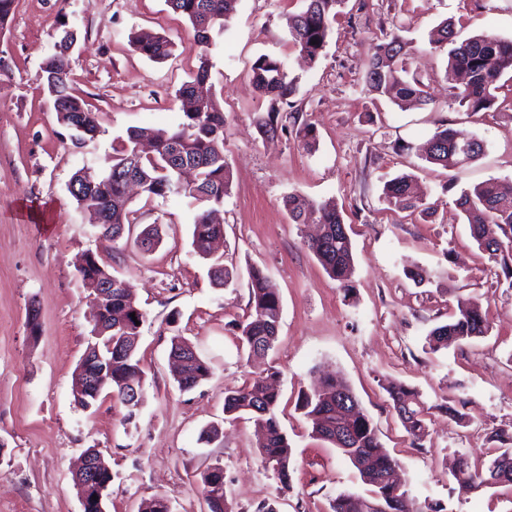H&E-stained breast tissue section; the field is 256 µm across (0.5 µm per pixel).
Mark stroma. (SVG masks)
Returning <instances> with one entry per match:
<instances>
[{
  "label": "stroma",
  "mask_w": 512,
  "mask_h": 512,
  "mask_svg": "<svg viewBox=\"0 0 512 512\" xmlns=\"http://www.w3.org/2000/svg\"><path fill=\"white\" fill-rule=\"evenodd\" d=\"M300 8L299 0H236L224 28L212 32V91L233 173L213 257L233 278L217 288L212 259L191 246L193 198L132 195L131 232L110 243L67 191L76 171L100 172L128 129L180 123L175 92L201 52L189 22L166 0H16L0 29L9 64L0 72V512H81L72 476L89 448L112 473L106 512H137L156 495L172 512H207L201 475L214 465L224 470L233 512H256L271 499L278 512H330L338 494L365 487L295 408L299 391L327 374L350 386L418 506L512 512V486L463 494L451 475L458 455L487 465L497 453L495 433H512V283L477 247L455 204L462 190L491 177L512 190V90L498 91L491 112L468 115L454 100L446 52L429 43L447 18L459 38L489 32L512 40V0H347L314 63L288 42L287 19ZM66 29L77 35L68 57L73 93L101 118L100 135L81 147L42 90V64ZM141 29L171 39L172 56L153 62L132 51L128 37ZM389 32L406 42L425 104L402 109L365 84L362 61ZM263 55L284 60L299 79L298 122L272 139L259 129L270 102L251 81ZM442 122L481 140L483 155L452 171L428 163L425 144ZM306 123L317 134L312 149L297 132ZM400 141L405 151H397ZM402 173L414 175L425 212L385 201L384 183ZM291 193L335 201L342 212L354 253L348 286L307 249L314 225L291 223L283 204ZM150 225L160 241L147 252L134 237ZM89 251L130 286L144 314L136 353L144 401L131 420L111 397L85 410L72 395L96 310L78 272ZM253 265L269 270L282 313L274 348L250 363L232 324L247 312ZM414 269L426 272L424 282L409 278ZM467 297L478 300L487 335L432 350L430 330ZM175 335L212 366L188 392L172 377ZM269 367L280 373L277 416L292 446L283 494L261 462L253 419L224 417L225 392ZM393 383L413 389L424 408L420 445L392 407ZM213 426L217 437L203 440Z\"/></svg>",
  "instance_id": "stroma-1"
}]
</instances>
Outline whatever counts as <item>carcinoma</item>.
<instances>
[{"instance_id":"1","label":"carcinoma","mask_w":512,"mask_h":512,"mask_svg":"<svg viewBox=\"0 0 512 512\" xmlns=\"http://www.w3.org/2000/svg\"><path fill=\"white\" fill-rule=\"evenodd\" d=\"M301 9L290 16L289 41L293 48L309 62H316L325 46L337 8L345 0H301ZM173 12L185 17L191 24L194 41L201 47L211 42L214 27H224L233 10L234 0H167ZM432 43L448 48V75L466 71L469 80L456 98L476 114L489 112L497 100L500 81L512 74V40L493 34H480L458 40L455 23L443 21L435 32ZM134 52L152 60L168 58L173 43L164 35L152 31H136L129 35ZM406 43L400 36L384 34L380 43L363 60L364 77L370 88L380 95L392 94L398 106L423 102L426 91L416 77L398 78L405 72ZM212 64L207 54L199 56V63L191 77L176 92L183 121L174 129L132 128L127 141L112 156L106 158L99 178L92 184L84 183L77 173L70 183V196L78 208L88 212L97 224L112 225V235L104 239L117 241L126 226L135 223L129 208L125 173L135 172L141 192L149 199L184 194L201 204L194 219L192 246L206 258L210 242L224 234V226L208 221V214L224 205L232 185V172L224 156V111L210 95L208 84ZM252 80L260 95L271 101L267 117L260 121L261 132L274 138L287 129L286 121L296 119L294 113L281 114L280 105L297 91L298 78L290 76L286 63L268 56L259 57L252 65ZM44 90L54 91L58 120L75 131V143L95 139L101 132L99 115L85 107L83 101L70 93L69 72L61 71L58 56L45 59L43 66ZM152 142L153 154L136 152L142 140ZM483 153L480 140L464 130L445 124L436 129L429 141L427 161L443 169L461 167ZM192 167L196 180L191 184L180 181L179 169ZM388 204L402 211L415 212L423 205L417 194L413 176L404 174L387 181L383 188ZM457 206L466 218L472 238L501 267L505 279H512V195L503 193L498 181L490 178L470 190H464ZM284 207L294 224L316 223L322 234L308 243L325 273L341 285H346L353 265L352 241L336 203L320 205L305 202L297 195L284 199ZM83 286L96 292L109 280L111 272L99 261L79 271ZM248 310L242 320L234 323L236 336L250 357H263L273 347L278 336L281 302L269 273L257 266L248 271ZM143 321L144 314L124 289L112 284V295L103 299V310L97 325L101 337L97 348L87 349L77 365L73 385H81L80 406H93L107 392L120 403H125L124 384L127 378L143 375L140 360L136 358L137 345L128 331L132 317ZM485 324L477 303L460 300L451 319L428 336L432 349L448 347V337L470 340L486 335ZM170 355L182 356L184 363L175 365V381L180 390L197 387L211 373L210 364L194 350H185L184 342L175 336L171 340ZM278 372L267 370L248 384L224 394V415L238 418L249 414L262 428L257 447L265 467L273 470L281 489L290 487L289 464L292 448L282 432L276 410ZM394 410L409 407L399 416L413 444L423 437V413L416 393L399 383L388 387ZM357 399L348 385L335 375L325 378L319 392H300L296 406L311 423L312 434L330 443L345 455L356 468L361 481L370 487V496L343 492L330 504L331 512H364L367 500L384 504L389 512H417L412 499L404 489L398 491L380 482V477L398 466L396 459L383 450L375 426L363 410L348 414ZM455 481L465 478L481 484L487 470L473 466L467 457L455 460L451 470ZM203 496L208 512H232L229 491L224 480V469L215 466L202 473Z\"/></svg>"}]
</instances>
